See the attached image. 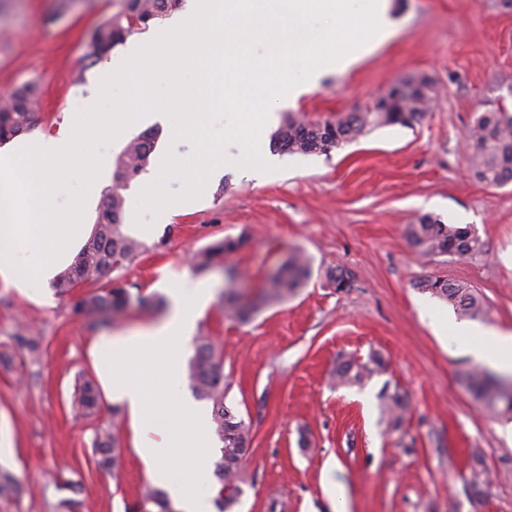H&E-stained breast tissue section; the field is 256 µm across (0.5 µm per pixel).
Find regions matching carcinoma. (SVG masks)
I'll list each match as a JSON object with an SVG mask.
<instances>
[{"label":"carcinoma","mask_w":512,"mask_h":512,"mask_svg":"<svg viewBox=\"0 0 512 512\" xmlns=\"http://www.w3.org/2000/svg\"><path fill=\"white\" fill-rule=\"evenodd\" d=\"M123 7L112 14L93 32L86 58L97 61L108 55L127 37L142 33L149 26L177 11L182 0H122ZM436 93V84L428 77L409 82L407 90L393 99L385 110L365 106L353 112H341L326 118L310 119L294 112L283 114L279 127L272 134L273 147L288 153L329 154L332 150L357 140L372 130L384 126H410L427 112V104ZM39 98L34 84L17 87L8 98L0 101V142L31 127L33 107ZM156 134L145 131L125 146L115 160L112 187L107 202L99 211L95 230L85 242L73 265L60 273L53 282L58 295L66 296L81 288L74 307L98 324H108L126 314L133 306L154 308L159 300L147 294L130 292L124 284L112 280V271L133 261L143 245L123 233V191L145 171L155 148ZM467 162L473 177L487 186L501 187L512 182V113L505 109L483 112L471 129L467 143ZM409 244L421 255H451L470 257L483 248L481 239L469 226L445 224L429 214L418 217L405 228ZM246 242L245 236L223 238L196 252L192 267L205 271L234 252ZM311 275V260L301 251L292 252L266 278L262 294L256 300L230 288L224 293V309L241 320L249 319L259 306L281 303L297 294ZM325 277L330 287L340 291L350 287L346 271L329 268ZM417 287L429 291L468 318L484 315V304L472 289L440 278L420 280ZM16 345L32 356L41 352L40 337L26 330L14 336ZM384 367V361L372 355L366 362L340 356L334 375L340 385H361ZM187 380L193 395L211 405L212 421L223 440L221 457L214 465L218 482L216 502L219 512H231L243 489L226 483L230 473H240L243 460L252 445L251 426L226 404L224 388V352L212 337L196 338L193 357L187 368ZM466 387L472 399L487 412L512 413V390L496 382L487 371L475 369L469 373ZM99 409V393L92 378L84 376L73 394L70 413L75 417L90 416ZM408 410L405 397L397 390L382 393V412L390 425L398 427ZM120 414L116 406L109 410V419L94 430L92 442L94 464L102 472L113 474L121 459L120 438L114 419ZM19 480L9 471L0 470V498L19 494ZM134 512H176L165 492L156 486L145 487L134 506Z\"/></svg>","instance_id":"carcinoma-1"}]
</instances>
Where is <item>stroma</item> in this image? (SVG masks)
I'll return each mask as SVG.
<instances>
[{
    "label": "stroma",
    "mask_w": 512,
    "mask_h": 512,
    "mask_svg": "<svg viewBox=\"0 0 512 512\" xmlns=\"http://www.w3.org/2000/svg\"><path fill=\"white\" fill-rule=\"evenodd\" d=\"M120 7V0H0V94L29 82L40 88L24 138L58 136L97 100L99 72L123 65L122 44L97 63L86 59L93 30ZM392 15L396 33L375 52L270 110L277 119L327 117L426 75L439 101L418 123L375 129L327 155L283 152L270 171L223 168L193 205L174 204L164 221L138 212L135 187L124 192L122 230L143 250L112 279L160 297L186 279L210 289L195 331L223 348L226 403L253 436L234 512H512V436L466 388L475 367L466 338L434 333L426 307L445 311L448 303L417 287L429 276L467 285L486 305L480 325L512 331V184L485 186L466 161L476 118L512 110V10L497 0H392ZM148 130L157 139L143 179L183 190L181 178H160L159 159L187 157L191 144L175 139L173 123L141 121L98 146L104 188L116 156ZM424 214L470 226L483 253L418 255L405 227ZM141 222L148 232H139ZM242 235L245 245L221 264L197 272L187 261L215 240ZM291 251L312 260L294 297L246 322L223 312L225 288L258 293ZM336 267L349 273L350 288L328 287L324 272ZM21 325L41 336L39 357L15 346ZM104 331L50 285L0 286V352L12 357L0 366V468L21 482L18 496L0 499V512H58L69 496L72 512H128L143 485L163 486L137 453L126 416L118 418L122 461L113 476L92 462L97 418L70 417L76 384L94 373L88 346ZM341 353L363 361L378 354L385 368L363 385H338L332 371ZM386 388L409 401L395 430L380 412ZM476 463L488 481L481 500L468 488ZM66 480L77 493L63 489Z\"/></svg>",
    "instance_id": "obj_1"
}]
</instances>
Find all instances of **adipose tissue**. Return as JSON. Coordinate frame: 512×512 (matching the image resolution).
<instances>
[{
  "label": "adipose tissue",
  "instance_id": "1",
  "mask_svg": "<svg viewBox=\"0 0 512 512\" xmlns=\"http://www.w3.org/2000/svg\"><path fill=\"white\" fill-rule=\"evenodd\" d=\"M169 314L149 329L131 334L103 336L95 340L91 355L106 397L126 414L135 434L140 457L152 471H159L169 448H210L215 443L202 410L180 399V416L160 431L156 404L169 392H179L182 356L196 322L209 301V289L201 282L185 280L169 290ZM433 327L440 337L466 336L468 353L478 362L512 372V333L495 327H471L436 313ZM172 501L181 512H212L210 498L200 488L208 482L206 469L196 470L191 479L167 477Z\"/></svg>",
  "mask_w": 512,
  "mask_h": 512
}]
</instances>
